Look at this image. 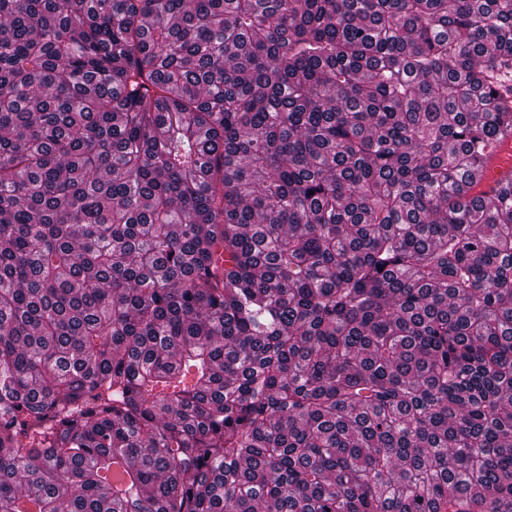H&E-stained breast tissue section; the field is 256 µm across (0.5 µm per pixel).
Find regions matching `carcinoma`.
<instances>
[{"mask_svg":"<svg viewBox=\"0 0 512 512\" xmlns=\"http://www.w3.org/2000/svg\"><path fill=\"white\" fill-rule=\"evenodd\" d=\"M512 0H0V512H512ZM510 139L504 146H500L491 162L483 172L479 188L476 191L490 192L512 182Z\"/></svg>","mask_w":512,"mask_h":512,"instance_id":"carcinoma-1","label":"carcinoma"}]
</instances>
